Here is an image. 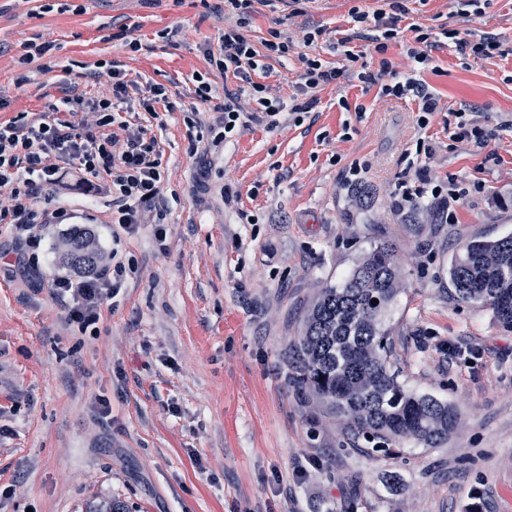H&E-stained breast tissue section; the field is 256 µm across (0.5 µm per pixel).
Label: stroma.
I'll return each instance as SVG.
<instances>
[{"label":"stroma","mask_w":512,"mask_h":512,"mask_svg":"<svg viewBox=\"0 0 512 512\" xmlns=\"http://www.w3.org/2000/svg\"><path fill=\"white\" fill-rule=\"evenodd\" d=\"M381 0H256L253 43L277 26L320 29L317 41L270 61L263 81L288 98L301 56L337 66L349 10ZM408 20L460 37L492 34L512 44V0H408ZM224 0H0V122L46 110L113 61L138 85L169 88L178 109L155 130L167 167L165 238L145 225L98 242L126 263L122 288L96 328L68 323L46 288L64 269L48 225L37 273L15 265L0 236V512H93L123 501L130 512H512V331L489 308L459 303L448 262L473 236L512 234V56L476 58L455 45L435 51L421 80L441 110L419 128L418 103L365 89L358 79L319 91L299 126L243 130L222 150L190 151L199 128L185 121L194 74L216 86L203 50L223 32ZM186 38L171 46L164 31ZM53 41L52 72L23 69L24 45ZM139 40L132 53L125 42ZM29 81L16 87L20 73ZM347 106H340V99ZM487 126L479 148L450 139L458 109ZM433 146L435 180L467 190L450 224H401L391 194L402 155ZM375 193L362 223L341 190L348 168ZM231 186L232 200L219 190ZM393 241L404 272L385 324L392 360L408 388L445 400L458 415L436 448L412 441L391 453L353 449L343 425L288 383L283 353L320 288L342 281L379 241ZM479 346L472 359L449 344ZM112 420L97 419L99 398Z\"/></svg>","instance_id":"1"}]
</instances>
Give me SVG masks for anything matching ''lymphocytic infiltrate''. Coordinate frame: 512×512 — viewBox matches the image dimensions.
<instances>
[{"instance_id": "f902f5d3", "label": "lymphocytic infiltrate", "mask_w": 512, "mask_h": 512, "mask_svg": "<svg viewBox=\"0 0 512 512\" xmlns=\"http://www.w3.org/2000/svg\"><path fill=\"white\" fill-rule=\"evenodd\" d=\"M253 2L224 0L220 44L205 50L213 71L241 82L239 91L221 95L210 80L197 78V104L191 112L194 125L205 129V150L223 146L252 125L273 130L300 123L304 114L315 109L319 91L338 84L351 70L362 83L379 86L381 96L418 99L419 128H427L431 117L439 112L438 98L420 80L401 78L386 60L375 71L360 65V55L353 48L354 41L364 39L382 53L390 42L401 40V22L408 13L403 0H388V8L370 12L353 7L352 29L339 42L343 66L303 57L301 79L286 100L271 96L268 86L256 76L265 73L267 59L287 57L296 40L286 31L273 29L261 46H254L248 35ZM414 33L407 54L423 68L433 63V49L450 42L477 58L512 55V46L488 34L468 40L453 29L435 31L419 26ZM106 75L109 87L105 93H74L48 110L22 112L0 122V228L9 233L23 270L37 269L46 225L67 224L72 219L67 209L54 206L46 190L59 194L66 188L80 187L108 198L106 221L116 234L132 236L141 226L160 225L166 219L164 168L151 121L160 111L172 112L176 106L164 85H147L134 99L124 72L113 67ZM431 153V145L417 139L416 158L408 162L393 192V204L401 210H432L437 219L449 223L462 193L444 189L428 177ZM124 272L117 250H107L95 273L57 276L49 291L63 306L68 321L85 330L99 322L103 305L118 295Z\"/></svg>"}]
</instances>
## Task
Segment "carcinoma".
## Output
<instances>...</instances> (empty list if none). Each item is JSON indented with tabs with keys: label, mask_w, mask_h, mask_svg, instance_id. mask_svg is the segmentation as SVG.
Returning <instances> with one entry per match:
<instances>
[{
	"label": "carcinoma",
	"mask_w": 512,
	"mask_h": 512,
	"mask_svg": "<svg viewBox=\"0 0 512 512\" xmlns=\"http://www.w3.org/2000/svg\"><path fill=\"white\" fill-rule=\"evenodd\" d=\"M345 191L371 211L373 200L362 186L348 185ZM101 257L88 225L71 228L58 252L60 265L76 274L94 271ZM399 277L396 244L379 243L342 284L318 292L288 348V381L318 400L354 441L371 444L373 453L406 440L436 448L457 423L447 402L407 388L393 369V341L384 317L397 296ZM448 280L458 302L490 308L495 320L512 330V236L465 242L450 260Z\"/></svg>",
	"instance_id": "cac0c4a2"
}]
</instances>
